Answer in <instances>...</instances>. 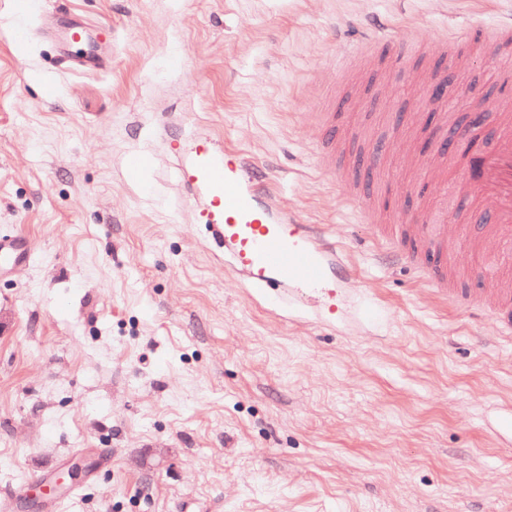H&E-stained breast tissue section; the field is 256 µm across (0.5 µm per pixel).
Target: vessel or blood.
Listing matches in <instances>:
<instances>
[{"label": "vessel or blood", "instance_id": "vessel-or-blood-1", "mask_svg": "<svg viewBox=\"0 0 512 512\" xmlns=\"http://www.w3.org/2000/svg\"><path fill=\"white\" fill-rule=\"evenodd\" d=\"M385 21L371 18L351 41L350 58L360 60L362 73H370L376 31ZM473 45L497 58L512 55V22L483 29L479 39L470 31L444 41L443 53L459 61L463 48ZM493 145L479 151L474 159L475 174L460 177L449 189L450 196L473 198L480 202V214L487 221L481 226L477 253H491L496 266L487 270L489 280L479 301L501 331L512 332V277L503 267L512 265V106L504 101L490 103ZM440 135L455 133L467 140L474 127L442 111L437 116ZM320 166L335 168L339 141L331 130H322L315 147ZM177 178L198 191L204 203L195 211V221L211 225L231 254L236 267L259 288H276L298 283L306 287L324 286L334 275L331 260L336 245L323 232L309 224H296L278 215L274 205L277 190L265 166L247 159H228L211 142L196 141L177 169ZM341 196L360 214L362 220L379 227L396 258L410 262L429 287L448 295L461 305L471 304V293L457 286L462 272L448 260V236L452 231L445 211H425L420 222L407 217L382 216L375 200L361 195L353 183L340 184ZM27 252L19 241H0V267L24 264Z\"/></svg>", "mask_w": 512, "mask_h": 512}]
</instances>
